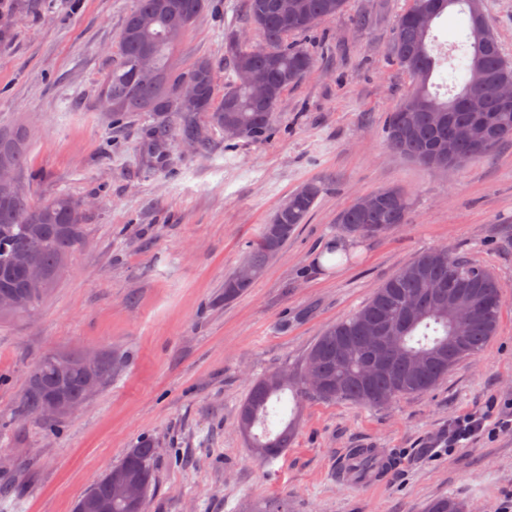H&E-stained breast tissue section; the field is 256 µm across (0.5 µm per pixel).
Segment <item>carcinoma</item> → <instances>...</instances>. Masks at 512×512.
<instances>
[{"label":"carcinoma","instance_id":"obj_1","mask_svg":"<svg viewBox=\"0 0 512 512\" xmlns=\"http://www.w3.org/2000/svg\"><path fill=\"white\" fill-rule=\"evenodd\" d=\"M278 0H247L249 22L263 35L261 50L229 43L226 54L235 80L215 99L216 69L208 58H198L184 66L178 57L185 34L205 10L206 0H136L126 17L119 40V60L101 83L99 96L114 116L126 112H151L158 122L156 141L169 131L173 118L182 120L179 132L183 140L200 142L199 129L189 119L206 116L213 125L224 129L234 122L245 129L247 138H260L272 129L273 117L281 95L299 82L315 65V58L302 45L291 41L310 31L319 22L343 10L346 0H300L305 14L292 24H285L276 4ZM473 0H412L400 16L392 55L414 83L412 94L427 104L422 112H403L401 107L386 117L385 134L389 149L421 162L439 144L448 142V123L470 127L476 112L490 117L494 125L485 132H474L469 139L454 144L455 166L481 158L493 148L512 141V105H504L497 96V86L512 82V61L507 58L485 17L469 14L466 32L467 62L462 90L449 100H441L427 90L435 66L428 39L432 25L415 19L417 8L431 9L436 20L452 5ZM145 50L154 54L155 78L145 80L135 72L138 56ZM269 82L274 96L265 108L252 100L247 76ZM191 79L198 94L195 103L182 105L178 96L181 83ZM322 187L306 183V191H295L277 210L272 222L263 226L244 266L252 270L245 280L233 273L224 280V300L242 296L261 276L267 263L275 258L306 223L320 196ZM378 203L364 210L354 203L344 210L338 224L342 232L353 236H382L395 224H406L410 203L394 187L374 191ZM81 199L61 193L33 203L22 185L0 188V293L14 296L15 305L8 317L28 315L36 310L58 279V271L68 269L67 258L84 241ZM31 265L47 272L45 280L31 284L25 277ZM444 290L464 288L482 301V308L467 328L461 345L448 343L451 324L438 310L436 296ZM503 285L487 268L463 257L452 256L444 248L427 251L402 268L377 288L368 301L352 315L329 326L304 356L300 368L288 380L271 373L257 379L238 408L237 427L254 454L274 458L288 447L295 430L289 421L279 432L254 434L257 424H265L272 397L288 388L296 391V403L312 394L324 401H350L365 406L386 405L415 393H427L461 361L478 355L496 335L501 311ZM412 303L411 311L406 304ZM395 322L402 328V349L391 345L378 348L372 334L362 330L370 325L380 328ZM121 356L100 353L97 364L84 366L75 352L44 354L31 370L14 414L22 420L44 423L54 431L64 414L40 417L38 411L47 396L53 394L66 405L85 399V385L92 379L102 388L118 374ZM372 365V379L360 378L366 365ZM312 371L324 386L309 392L302 376ZM156 449L142 441L127 450L120 465L132 469L141 479L145 494L155 485Z\"/></svg>","mask_w":512,"mask_h":512}]
</instances>
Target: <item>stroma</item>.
Masks as SVG:
<instances>
[{"label":"stroma","mask_w":512,"mask_h":512,"mask_svg":"<svg viewBox=\"0 0 512 512\" xmlns=\"http://www.w3.org/2000/svg\"><path fill=\"white\" fill-rule=\"evenodd\" d=\"M246 0H208L185 35L182 64L205 57L224 91L229 39L263 42ZM135 0H32L0 42V129L25 120L22 184L42 202L82 198L87 240L73 271L30 316L0 319V512H73L97 477L138 441L156 448L149 512H426L451 496L467 512H496L512 495V433L441 453L456 416L512 402V141L461 166L429 169L391 152L384 124L412 82L390 49L409 0H347L298 41L315 68L281 96L259 139L153 146L147 112L113 119L99 87L118 59ZM316 181L306 224L243 296L224 280L288 196ZM402 189L407 224L357 237L331 270L319 257L341 238L338 216L361 196ZM439 247L489 268L505 288L495 336L425 394L378 407L275 403L270 429L295 421L290 446L256 458L237 428L252 382L296 369L318 336L418 255ZM117 352L120 374L54 434L13 411L47 352ZM391 459L380 480L338 471L352 449Z\"/></svg>","instance_id":"stroma-1"}]
</instances>
